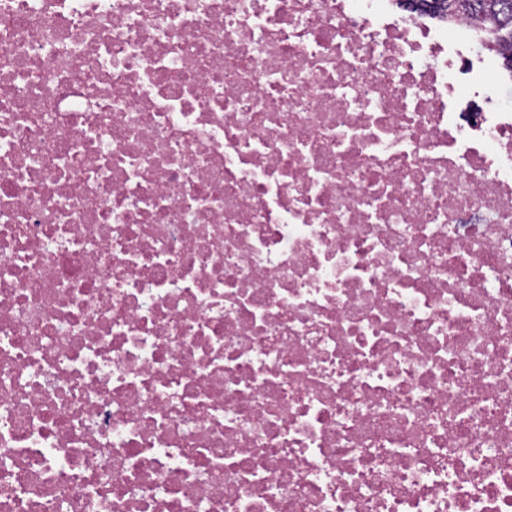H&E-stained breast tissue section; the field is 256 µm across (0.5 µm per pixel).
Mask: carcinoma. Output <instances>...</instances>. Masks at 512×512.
Segmentation results:
<instances>
[{
  "instance_id": "cac0c4a2",
  "label": "carcinoma",
  "mask_w": 512,
  "mask_h": 512,
  "mask_svg": "<svg viewBox=\"0 0 512 512\" xmlns=\"http://www.w3.org/2000/svg\"><path fill=\"white\" fill-rule=\"evenodd\" d=\"M418 10L444 13L450 17L466 14L476 21L488 19L493 27L489 46L501 50L512 45V0H413Z\"/></svg>"
}]
</instances>
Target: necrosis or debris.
<instances>
[{"mask_svg":"<svg viewBox=\"0 0 512 512\" xmlns=\"http://www.w3.org/2000/svg\"><path fill=\"white\" fill-rule=\"evenodd\" d=\"M397 0H0V512H512V101Z\"/></svg>","mask_w":512,"mask_h":512,"instance_id":"obj_1","label":"necrosis or debris"}]
</instances>
